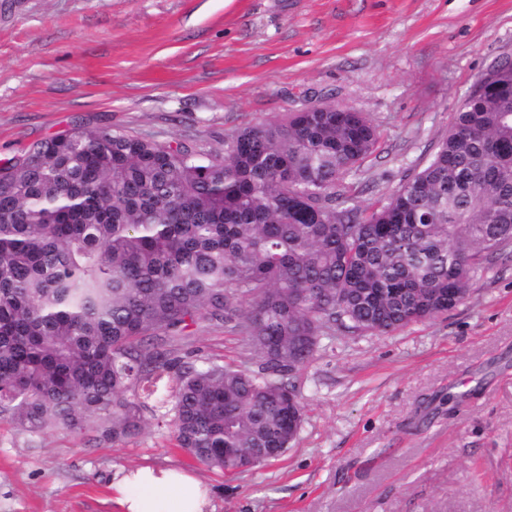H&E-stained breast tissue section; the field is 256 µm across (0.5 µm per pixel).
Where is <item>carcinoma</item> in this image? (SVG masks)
Returning a JSON list of instances; mask_svg holds the SVG:
<instances>
[{"label": "carcinoma", "instance_id": "cac0c4a2", "mask_svg": "<svg viewBox=\"0 0 512 512\" xmlns=\"http://www.w3.org/2000/svg\"><path fill=\"white\" fill-rule=\"evenodd\" d=\"M484 80L370 208L346 179L378 129L328 102L222 155L74 128L1 162L0 423L124 442L149 412L212 469L282 456L303 424L287 376L323 339L447 312L512 244V64ZM230 322L258 370L178 356L189 325Z\"/></svg>", "mask_w": 512, "mask_h": 512}]
</instances>
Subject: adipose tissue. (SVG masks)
<instances>
[{
    "label": "adipose tissue",
    "mask_w": 512,
    "mask_h": 512,
    "mask_svg": "<svg viewBox=\"0 0 512 512\" xmlns=\"http://www.w3.org/2000/svg\"><path fill=\"white\" fill-rule=\"evenodd\" d=\"M122 512H205L206 493L192 475L173 469H124L112 481Z\"/></svg>",
    "instance_id": "1"
}]
</instances>
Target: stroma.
I'll list each match as a JSON object with an SVG mask.
<instances>
[{"instance_id":"1","label":"stroma","mask_w":512,"mask_h":512,"mask_svg":"<svg viewBox=\"0 0 512 512\" xmlns=\"http://www.w3.org/2000/svg\"><path fill=\"white\" fill-rule=\"evenodd\" d=\"M512 61V0H0V160L57 133L122 129L220 153L322 97L369 113L360 205L418 172L478 77ZM469 298L386 336L335 331L290 383L301 431L222 472L147 419L121 444L0 423V512H120L121 468L170 467L210 512H512V247ZM180 355L256 369L232 325Z\"/></svg>"}]
</instances>
